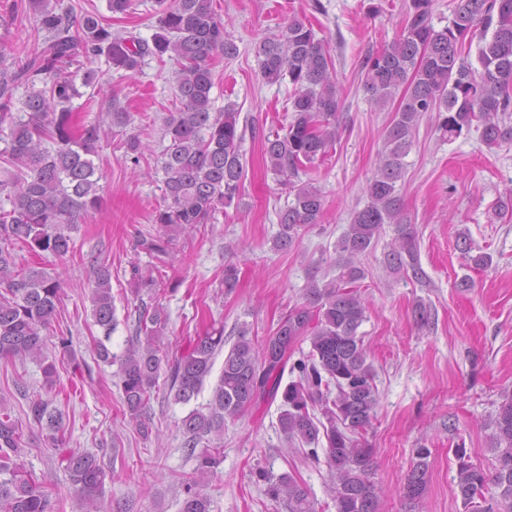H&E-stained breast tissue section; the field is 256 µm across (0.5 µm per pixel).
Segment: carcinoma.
Listing matches in <instances>:
<instances>
[{"instance_id": "carcinoma-1", "label": "carcinoma", "mask_w": 512, "mask_h": 512, "mask_svg": "<svg viewBox=\"0 0 512 512\" xmlns=\"http://www.w3.org/2000/svg\"><path fill=\"white\" fill-rule=\"evenodd\" d=\"M29 3L42 39L23 58L0 47V131L8 130L0 162L24 170L20 178L0 169V198L10 204L8 210L0 207V359L40 361L45 382L51 385L56 366L44 350L66 282L42 267L19 266L17 250L67 257L74 252L72 233L78 220L101 204V175L93 156L104 120L88 121L78 133L71 112L72 100L81 96L79 86L94 85L96 74L88 69L78 83L77 73L68 71L70 65L104 56L119 72L136 70L146 56L162 62L168 55L177 61L175 97L180 108L160 128L157 162L164 178L154 214L156 233L140 238V247L151 255L169 254L173 234L200 230L239 198L246 175L245 130L239 128L240 112L234 105L218 110L211 98L215 58L238 55L212 0H155L157 32L150 43L112 34V25L95 13L85 14L77 24L63 0ZM433 6L434 0H410L398 36L362 62L370 99L380 107L394 103L396 108L365 188L367 203L351 213L337 241L338 274L322 284L311 281L303 303L282 317L271 335L254 341L240 332L224 354L206 410L194 409L181 421L183 448L196 461L181 481V512H210L203 487L222 462L225 420L278 397L285 438L310 446L306 455L316 460L323 452L336 512H382L374 451L365 442L379 398L375 373L367 363L369 347L358 333L367 311L360 258L373 248L382 226L393 224L396 237L387 254L389 269L409 268L414 278L422 276L416 230L402 213L397 183L425 116L434 115L444 139L473 129L489 148L512 140V125L505 121L512 112V0H458L452 18L441 28L434 25ZM475 39L474 64L468 46ZM257 57L265 82L286 80L292 86L288 125L283 133L261 139L268 170L293 196L278 212L279 231L273 239L275 250L288 251L305 227L323 217L320 190L302 177L322 164L339 136L341 97L326 45L298 17L265 38ZM22 86L26 94L16 112L15 93ZM108 116L113 129L124 130L132 122L131 113L115 102ZM46 141L54 144L53 150L45 147ZM120 145L139 163L140 134L126 135ZM93 275L92 317L108 341L117 327L112 271L100 263ZM132 280L138 282L137 297L142 288L156 296L163 284L158 277L144 276L138 266L132 269ZM167 324L163 307L145 306L138 310L136 325V334L144 339H136L120 356L104 341L97 343L100 360L119 363L122 413L145 439L152 433L148 408L161 373H167L175 400L187 403L201 392L224 348L221 326L172 350ZM286 372L295 378L284 385ZM26 415L50 431L49 442L84 512H107V473L95 455L65 447L57 409L38 397L28 402ZM492 424L493 470L474 462L466 448L454 450L456 496L465 512H512V393L502 395ZM22 437V422L0 412V512H53L50 492L22 460ZM429 455L427 448L416 451L404 488L412 502L426 493ZM257 477L266 484V495L284 503L288 512H315L306 485L295 477H274L264 469ZM490 484L497 492L488 497Z\"/></svg>"}]
</instances>
